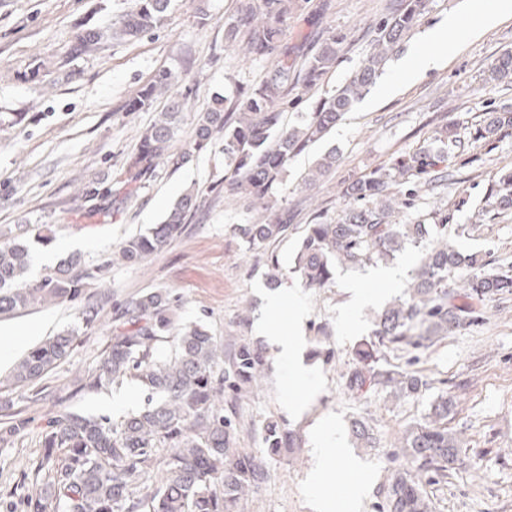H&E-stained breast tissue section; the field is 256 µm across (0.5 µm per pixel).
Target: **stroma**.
Segmentation results:
<instances>
[{
	"instance_id": "stroma-1",
	"label": "stroma",
	"mask_w": 512,
	"mask_h": 512,
	"mask_svg": "<svg viewBox=\"0 0 512 512\" xmlns=\"http://www.w3.org/2000/svg\"><path fill=\"white\" fill-rule=\"evenodd\" d=\"M137 0H0V235L20 224H46L48 240L33 244L27 280L37 281L71 255H79L89 277L85 296L110 289L111 301L92 326L79 317L81 302L39 306L0 318V383H7L13 363L49 336L65 329L78 332L67 359L34 388L14 389L9 396L27 418L26 428L0 448V512H27V496L36 485L40 441L49 419L77 412L116 421L120 412L104 408L103 392L125 393L129 406L144 400L136 381L109 384L107 390L82 388L80 381L97 367L112 339L117 309L131 296L156 288L179 300L181 322L204 324L225 355L242 343L262 344L254 329L260 313L259 286L270 271L297 286L308 312V349L334 350L332 360L310 359L317 394L301 415L289 413L301 387L288 383V368L266 353L260 390L237 402L238 447L264 459L267 477L243 503V512H314L307 477L316 466L313 437L318 421H333L344 447L352 449L370 483L360 512H382L385 491L403 459L397 438L407 424L421 419L437 396L456 402L448 426L462 440L459 460L446 476L434 477L425 489L434 512H512V292L475 304L469 322L458 332L438 337L427 350L406 353L382 349L387 367L416 372L429 388L423 397L398 399L383 392L353 398L345 374L356 363V349L372 338L374 308H366L357 330L346 331L345 282L363 277L365 269L337 267L329 287L301 285L294 270L297 240L313 217L328 224L342 216V189L397 155L431 144L435 131L455 122L468 165L453 162L448 183L424 192L418 211L400 212V222L416 213L447 214L449 224H473L472 236L459 238L461 250L482 253L495 268L512 266V211L495 210L491 189L500 171L512 169V135L492 145L473 142L471 131L485 112L512 107V83L490 79V64L512 49V13L491 28L467 37L448 25L449 18L469 19L471 0H431L421 25L401 50L416 51L426 31L442 28L445 41L434 44L436 68L402 81L394 65L347 112L326 138L288 162L287 172L267 207H254L225 193L227 172L222 140L188 152L194 141V117L214 95L260 81L266 59L243 57L224 45V19L236 0H209L210 17L200 22L197 0H172L164 24L133 39L116 38L89 56L69 58L79 28L106 26L134 10ZM387 0H327L326 12L307 8L288 21L282 40L289 51H308L326 36L327 27L346 32L334 70L325 83L306 94L299 110L286 112L299 124L320 98L330 96L369 51L371 28ZM172 69L179 83L193 89L189 116L169 157L135 190L120 188L113 177L138 147L141 133L167 105L158 96L136 112L126 102L158 70ZM337 163L313 185L302 177L325 153ZM91 195H82L84 187ZM195 188L199 207L183 232L163 251L139 265L116 260L120 242L158 223L186 188ZM287 212L290 229L270 244L277 268L231 232L235 224L264 223ZM268 251V252H269ZM52 255L42 263L43 255ZM45 398L30 403L32 390ZM365 418L380 439L377 448H355L349 431L352 417ZM294 430L298 446L287 456L271 458L261 440L267 421Z\"/></svg>"
}]
</instances>
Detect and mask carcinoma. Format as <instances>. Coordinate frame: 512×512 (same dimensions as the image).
Listing matches in <instances>:
<instances>
[{"label": "carcinoma", "instance_id": "obj_1", "mask_svg": "<svg viewBox=\"0 0 512 512\" xmlns=\"http://www.w3.org/2000/svg\"><path fill=\"white\" fill-rule=\"evenodd\" d=\"M171 2L138 0L137 9L119 27L78 32L69 56L87 55L117 35L135 37L153 30L165 20ZM428 2L388 0L372 30L369 53L334 94L305 113L301 125L289 127L284 112L303 101L289 94L299 86L308 93L322 84L336 65L346 35L330 27L315 52L290 56L282 45L283 29L288 18L304 8L302 0H239L236 11L224 19V46L259 55L270 69L260 82L233 96L214 97L197 119L194 148L205 147L216 133L224 138V161L231 175L224 190L265 203L277 191L288 160L336 127L375 83L388 55L426 16ZM490 75L512 80V50L491 64ZM176 82L172 70L158 71L126 110H140L155 96L170 92ZM191 94L188 88L170 96L165 110L142 132L116 182L128 187L153 175L177 139ZM505 129H512V111L495 109L487 113L473 140L493 142ZM462 155L458 125H446L433 146L394 157L387 166L347 184L342 191L347 200L344 218L334 224H309L298 241L295 265L303 286L328 287L338 264L361 267L386 261L407 245L416 248L420 261L406 298L377 320L376 336L394 349L409 344L426 349L438 336L460 329L472 309L448 300L450 280L476 301L512 291V273L489 271L478 254L456 247L455 238L469 234V225H456L450 236L443 218L432 224L418 216L408 224L389 220L397 206L414 208L419 192L431 181L448 179V164ZM335 165L336 153L331 151L304 182L313 184ZM500 183L496 204L512 211V171L502 174ZM197 201L198 192H185L161 223L120 243V258L136 265L164 249L181 234ZM288 229L286 213L264 224L232 226L233 234L255 249L285 236ZM45 231L47 226L32 224L26 237L0 240L1 315L81 295L86 273L77 255L35 283L24 280L31 262L30 240H45ZM93 298L82 309L87 323L108 304L109 293L104 290ZM177 307L167 290L155 289L131 297L118 309L119 326L85 387L98 389L129 377L144 388V403L117 422L75 413L52 417L37 464L44 480L28 495V512H242L241 501L265 478L266 470L261 459L235 446L239 428L234 405H224V393L234 398L243 386L264 376L263 352L242 344L224 362L223 348L205 325L177 323ZM76 340V330H63L33 348L15 364L12 384L22 387L40 380L68 357ZM377 353L371 342L357 350L359 365L347 374L348 392L364 397L380 389L398 398L425 393L426 380L414 372L376 366ZM454 405L442 395L423 420L401 431L399 452L409 467L394 474L384 512H432L424 483L452 468L462 445L448 428ZM12 407L7 397L0 402L6 417L0 422L1 444L27 424ZM350 431L362 447H375L374 430L365 420L352 419ZM295 439V433L277 421L263 428L262 440L272 456L293 447Z\"/></svg>", "mask_w": 512, "mask_h": 512}]
</instances>
